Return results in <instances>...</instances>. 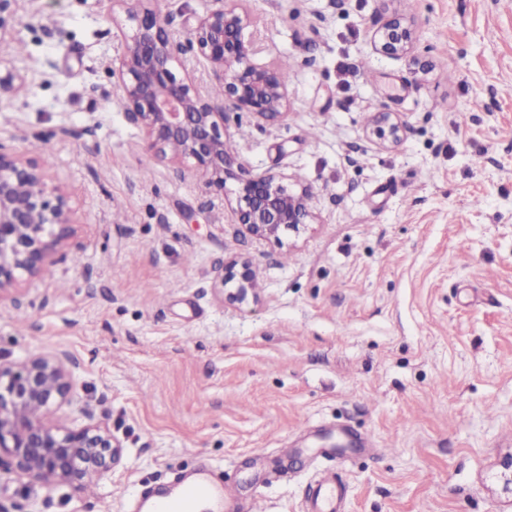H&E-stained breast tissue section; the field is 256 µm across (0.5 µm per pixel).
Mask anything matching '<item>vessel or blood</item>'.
<instances>
[{"instance_id": "vessel-or-blood-1", "label": "vessel or blood", "mask_w": 512, "mask_h": 512, "mask_svg": "<svg viewBox=\"0 0 512 512\" xmlns=\"http://www.w3.org/2000/svg\"><path fill=\"white\" fill-rule=\"evenodd\" d=\"M339 489L336 476L325 473L311 486L306 512H336ZM237 496L224 483L200 470L194 479L176 478L173 486L147 489L140 494L139 512H236Z\"/></svg>"}]
</instances>
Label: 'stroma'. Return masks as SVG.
<instances>
[{
    "label": "stroma",
    "mask_w": 512,
    "mask_h": 512,
    "mask_svg": "<svg viewBox=\"0 0 512 512\" xmlns=\"http://www.w3.org/2000/svg\"><path fill=\"white\" fill-rule=\"evenodd\" d=\"M256 62L289 58L288 111L226 139L311 191L301 233L259 239L119 107L130 32L110 0H21L0 45V146L70 196L49 275L0 302V355L67 353L122 446L88 490L14 482L5 512H129L207 462L262 512H303L324 470L342 512H512V0H236ZM411 23L401 57L379 20ZM406 130L367 137L372 112ZM254 296L230 302L225 261ZM373 42L376 49L385 55L400 56L412 43V31L400 18H389L375 29ZM256 274L246 260L232 259L224 263L221 283L223 288H233L227 294L230 301L243 302L254 295Z\"/></svg>",
    "instance_id": "1"
}]
</instances>
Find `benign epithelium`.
I'll list each match as a JSON object with an SVG mask.
<instances>
[{"instance_id": "benign-epithelium-1", "label": "benign epithelium", "mask_w": 512, "mask_h": 512, "mask_svg": "<svg viewBox=\"0 0 512 512\" xmlns=\"http://www.w3.org/2000/svg\"><path fill=\"white\" fill-rule=\"evenodd\" d=\"M122 6L132 34L113 71L127 118L140 126L148 146L199 170L206 190L224 195L226 181L238 184L237 223L261 239L295 233L313 218L306 186L292 188L288 176L253 174L224 150V124L230 112H247L274 120L288 112V87L278 65L253 62V43L245 38L249 17L211 0L182 41L155 0H113ZM18 0H0V42L14 27ZM377 50L400 56L412 43V31L398 17L373 32ZM210 63L222 84L224 105L214 106L189 78L176 75L188 49ZM405 126L391 112L370 116L367 133L381 143L396 144ZM74 234L72 209L65 192L48 183L44 167L0 146V301H17L26 280L41 278ZM256 274L246 260L224 263L221 283L232 288L231 301L254 294ZM76 404L71 359L66 353H34L0 361V497L21 476L47 488L66 485L83 490L112 472L122 447L105 424L80 427L58 423L56 413Z\"/></svg>"}]
</instances>
